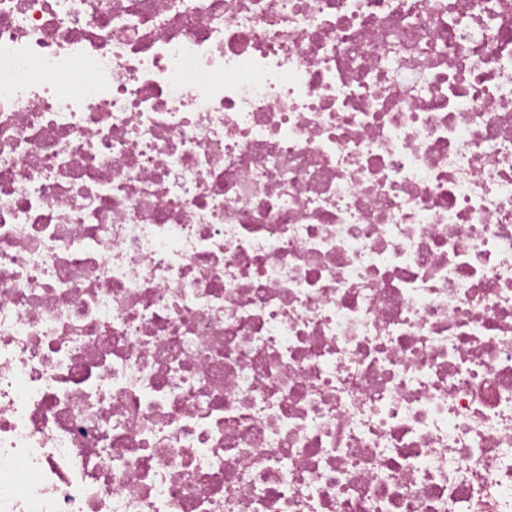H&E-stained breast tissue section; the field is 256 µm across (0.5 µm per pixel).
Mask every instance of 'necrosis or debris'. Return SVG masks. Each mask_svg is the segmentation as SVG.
I'll use <instances>...</instances> for the list:
<instances>
[{"instance_id": "4bbe7bcc", "label": "necrosis or debris", "mask_w": 512, "mask_h": 512, "mask_svg": "<svg viewBox=\"0 0 512 512\" xmlns=\"http://www.w3.org/2000/svg\"><path fill=\"white\" fill-rule=\"evenodd\" d=\"M0 512H512V0H0Z\"/></svg>"}]
</instances>
